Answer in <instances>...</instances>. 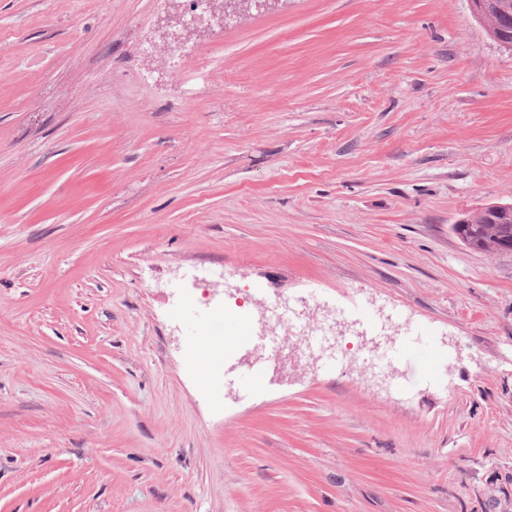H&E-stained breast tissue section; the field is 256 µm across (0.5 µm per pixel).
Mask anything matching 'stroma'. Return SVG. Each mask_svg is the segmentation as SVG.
<instances>
[{
    "label": "stroma",
    "mask_w": 512,
    "mask_h": 512,
    "mask_svg": "<svg viewBox=\"0 0 512 512\" xmlns=\"http://www.w3.org/2000/svg\"><path fill=\"white\" fill-rule=\"evenodd\" d=\"M0 0V512H512V52L467 0ZM397 313L396 396L262 314ZM238 340L225 346V324ZM489 206L468 217L473 221L461 219L453 224V230L458 237L469 247L484 252H498L505 241L512 238V203L496 204L492 212L502 218V223L490 219L487 214ZM511 218V220H510ZM275 319L281 326L282 334L279 336H249L247 341L251 349L257 347L265 356H270V354L277 352L280 340L283 336H288L289 341H295V343L299 344V337L292 333L290 318L284 319L278 317Z\"/></svg>",
    "instance_id": "1"
}]
</instances>
